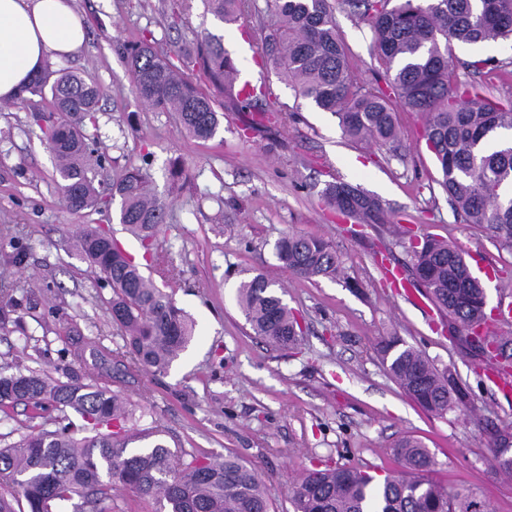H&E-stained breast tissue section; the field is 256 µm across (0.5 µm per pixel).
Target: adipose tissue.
Segmentation results:
<instances>
[{
    "mask_svg": "<svg viewBox=\"0 0 512 512\" xmlns=\"http://www.w3.org/2000/svg\"><path fill=\"white\" fill-rule=\"evenodd\" d=\"M85 45L72 0H0V101L16 99L47 59Z\"/></svg>",
    "mask_w": 512,
    "mask_h": 512,
    "instance_id": "1",
    "label": "adipose tissue"
}]
</instances>
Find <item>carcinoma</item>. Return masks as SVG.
Masks as SVG:
<instances>
[{"instance_id": "carcinoma-1", "label": "carcinoma", "mask_w": 512, "mask_h": 512, "mask_svg": "<svg viewBox=\"0 0 512 512\" xmlns=\"http://www.w3.org/2000/svg\"><path fill=\"white\" fill-rule=\"evenodd\" d=\"M218 19L231 23L261 13L256 0H204ZM369 28L377 49L383 84L367 86L349 69L329 0H267L275 16L246 31L262 64L292 88L295 97L339 120L344 135L356 142L396 150L397 106L420 114L423 138L440 166V185L464 223L486 228L499 248L512 253V142L487 147L500 130L512 131V106L479 95L473 83L457 79L456 44L477 45L512 38V0H344ZM184 71L160 58L146 44L129 49L128 66L139 99L175 114L192 137L206 141L220 126L219 112L190 70L197 61L208 80L226 88L238 69L221 40L203 37L182 52ZM512 61L494 59L463 63L475 74L504 73ZM50 88L53 111L31 118L46 136L56 161L65 206L90 217L105 197L94 184L96 150L81 126L95 121L102 89L82 76L63 73L54 81L42 73L22 90L41 95ZM256 90L232 96L240 111H255ZM121 201L120 223L140 240L158 275L172 281L177 267L168 254L154 251V238L166 223L167 204L151 190L142 170L126 172L112 184ZM324 203L336 214L366 224L385 222L381 201L344 182L329 183ZM80 249L112 290V321L120 327L125 350L88 347L73 339L64 353L75 361L91 357L97 377L91 383L61 382L35 370L6 373L0 366V408L27 402L43 413L70 408L92 432L76 436L65 415L55 417L53 430L33 431L0 448V512H17L26 501L29 512H103L100 505L122 486L152 497L169 512H270L271 503L255 469L238 457L185 461L163 442L132 448L159 435L127 429L132 416L124 398L112 391V367L134 365L165 373L192 340V321L172 295L157 288L132 257L98 225L81 230ZM406 249L413 260L415 282L425 288L436 307L449 318L465 342L471 330L492 316L483 309L485 289L469 271L456 245L431 235L411 236ZM277 258L288 271L304 278L341 277V260L329 241L292 231L277 244ZM237 304L254 335L281 349L301 340L300 313L288 307L275 284L259 273L240 283ZM499 353L485 357V369L498 374L512 369V336H485ZM391 377L420 407L444 417L466 413L469 392L441 371L422 352L398 336L378 342ZM492 463L512 476V426L495 432ZM397 470L381 483L360 467L313 468L289 488L294 512H488L486 503L464 489L453 492L428 478L435 460L413 435L402 436L394 449Z\"/></svg>"}]
</instances>
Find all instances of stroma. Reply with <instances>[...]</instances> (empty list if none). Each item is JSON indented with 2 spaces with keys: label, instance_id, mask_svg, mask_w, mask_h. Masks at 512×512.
Masks as SVG:
<instances>
[{
  "label": "stroma",
  "instance_id": "obj_1",
  "mask_svg": "<svg viewBox=\"0 0 512 512\" xmlns=\"http://www.w3.org/2000/svg\"><path fill=\"white\" fill-rule=\"evenodd\" d=\"M336 27L353 70L366 84L378 78L368 27L344 0H332ZM87 24L85 50L51 60L52 73L71 72L104 90L96 120L84 133L102 157L95 175L107 188L129 169L147 172L168 205L158 250L170 254L176 282L158 281L195 324L187 351L164 374L116 372L139 431L161 430L180 454L216 459L233 453L256 468L271 512H294L290 481L305 470L332 465L367 467L377 478L394 468L393 444L419 437L434 457V480L467 489L492 512H512V479L491 464L495 429L512 424V390L497 389L476 373L472 358L448 332L425 290L394 287L386 268L411 280L403 230L454 242L486 272L489 307L512 300V253L482 228L463 223L439 186L440 172L422 137L418 113L398 114V151L369 147L344 136L337 117L296 100L287 83L262 66L244 33L246 19L228 24L206 12L203 0H75ZM221 39L242 76L264 83L270 110L298 111L288 134L275 126L250 131L252 112L224 105L210 86L220 128L210 140L189 138L173 113L145 106L128 75L127 50L149 43L175 58L179 46L202 34ZM48 100L0 103V365L13 364L64 381L91 382V363L64 359L69 337L113 350L123 337L113 323L112 291L83 259L77 234L84 219L64 205L55 160L29 114ZM179 164L180 176L170 174ZM345 182L378 197L385 224H360L329 210L327 183ZM296 230L328 240L348 281H309L292 275L276 244ZM27 258L12 263L16 246ZM263 273L283 288L282 299L303 317L298 350L253 338L236 300L240 282ZM397 335L450 368L470 393L468 416H435L416 405L388 374L378 352L381 337ZM46 420L29 404L0 410V448Z\"/></svg>",
  "mask_w": 512,
  "mask_h": 512
}]
</instances>
